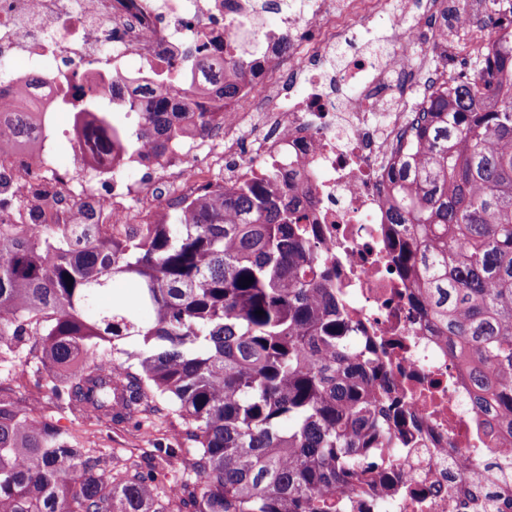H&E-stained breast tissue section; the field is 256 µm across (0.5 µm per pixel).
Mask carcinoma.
Listing matches in <instances>:
<instances>
[{"label": "carcinoma", "instance_id": "1", "mask_svg": "<svg viewBox=\"0 0 512 512\" xmlns=\"http://www.w3.org/2000/svg\"><path fill=\"white\" fill-rule=\"evenodd\" d=\"M491 35L478 73L449 75L419 109L390 216L399 265L482 414L477 431L512 446V15ZM248 67L216 56L195 64L198 85L177 89L158 72L142 98L112 76L122 111H98L96 92L71 102L79 167L142 148L166 156L191 123L224 116ZM18 99L0 150L53 137L28 122L29 92ZM118 278L136 295L100 306ZM334 279L270 170L120 235L91 206L40 233L0 224V372L33 353L46 373L30 406L0 386V512H349L382 477L377 449L400 447L405 418L378 353L352 344ZM55 414L137 432L177 416L192 447L158 437L155 458H183L190 475L166 488L131 456L92 455ZM473 472H459L450 512L512 503L506 484L474 495Z\"/></svg>", "mask_w": 512, "mask_h": 512}]
</instances>
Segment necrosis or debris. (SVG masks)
I'll return each instance as SVG.
<instances>
[{
	"instance_id": "4bbe7bcc",
	"label": "necrosis or debris",
	"mask_w": 512,
	"mask_h": 512,
	"mask_svg": "<svg viewBox=\"0 0 512 512\" xmlns=\"http://www.w3.org/2000/svg\"><path fill=\"white\" fill-rule=\"evenodd\" d=\"M485 10L484 0H402L396 9L390 0H0V99L41 71L42 121H55L79 91L108 90L113 75L137 88L150 64L186 84V55L196 48L250 61L220 124L177 143L144 181L109 165L76 180L56 143L0 154L10 193L0 224H68L83 203L95 206L99 224H150L203 188L278 167L320 230L359 341L384 348L391 395L406 408L407 445L391 455L395 479L374 487L369 501L384 512H448L452 476L472 458L477 413L450 348L395 263L388 202L415 110L446 77L443 52L491 46L474 18ZM272 11L275 30L264 25ZM378 23L389 52L335 69L340 41ZM354 78L355 92L337 97V85Z\"/></svg>"
}]
</instances>
